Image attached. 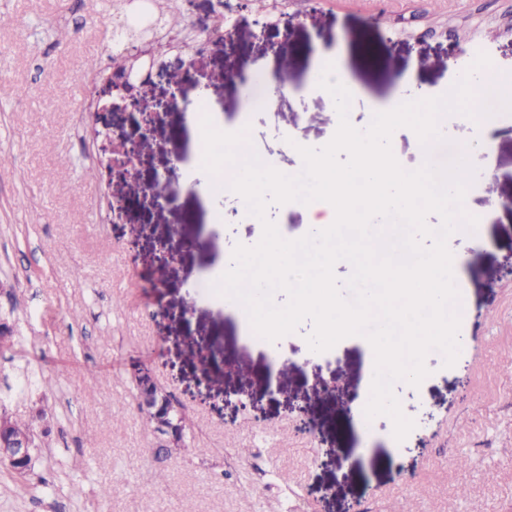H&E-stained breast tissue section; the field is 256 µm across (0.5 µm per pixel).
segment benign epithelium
I'll return each instance as SVG.
<instances>
[{
    "label": "benign epithelium",
    "instance_id": "1",
    "mask_svg": "<svg viewBox=\"0 0 512 512\" xmlns=\"http://www.w3.org/2000/svg\"><path fill=\"white\" fill-rule=\"evenodd\" d=\"M210 9L208 20L216 21L234 16L243 10L255 12L254 26L260 30L268 27H281L289 31L295 25L298 16L279 6V18L271 23L263 9L257 7L260 0H237L232 5L229 0H208ZM188 32L168 30L167 40L158 43L154 40L131 44L127 48V65L121 71H114L103 78L102 88L94 91L92 107L99 119L112 112H136L139 121L135 132L118 138L106 131H94V140L98 142V157L108 182H122L136 171V162L142 145L150 138L155 126V117L167 112L178 102L181 90L174 89L168 98L158 100L151 109L143 110L144 99L141 89L152 82L153 76H159L167 68V59L173 56L171 43L185 37ZM132 203L118 197L110 202L112 223L120 224L126 219ZM138 406L154 416V424L163 448H180L184 445L186 421L183 406L175 403L170 393L155 379L153 372L146 366H140L132 372ZM38 433L33 430L21 435L14 431L13 420L6 414H0V461L6 462L18 474L24 475L33 467Z\"/></svg>",
    "mask_w": 512,
    "mask_h": 512
}]
</instances>
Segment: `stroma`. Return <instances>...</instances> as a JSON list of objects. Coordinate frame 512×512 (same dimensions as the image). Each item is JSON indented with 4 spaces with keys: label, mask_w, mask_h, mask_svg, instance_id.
Masks as SVG:
<instances>
[{
    "label": "stroma",
    "mask_w": 512,
    "mask_h": 512,
    "mask_svg": "<svg viewBox=\"0 0 512 512\" xmlns=\"http://www.w3.org/2000/svg\"><path fill=\"white\" fill-rule=\"evenodd\" d=\"M0 10L14 20L0 28V312L15 327L0 348V407L55 416L29 474L0 462V512H286L292 490L303 512H512V112L492 120L465 194L476 233L448 239L462 263L460 354L449 367L431 351L427 381L395 384L414 423L398 443L389 417L360 428L366 338L317 353L306 321L276 342H248L241 313L201 291L202 276L231 264L236 244L256 245L263 227L239 195L202 190L192 149L203 101L224 127L249 126L274 168L300 172L299 146H324L339 123L332 98L305 90L320 57L347 72L349 121L360 128L400 89L447 90L478 53L512 75V0H291L295 27L260 38L242 15L232 49L214 42L204 58L232 82L176 64L156 77L146 102L178 84L187 98L159 113L136 177L112 185L88 149L86 110L95 77L112 69V0H0ZM283 75L288 91L272 95ZM440 129L446 142L429 154L413 130H395L399 164L445 162L480 136L454 115ZM159 177L176 192L170 205L111 223V195L139 198ZM163 250L172 260L161 267ZM136 363L184 404L185 447H161L147 431ZM92 371L108 384L90 381ZM243 393L258 396L257 410L240 409ZM293 400L310 433H296ZM242 446L252 455L240 458ZM105 483L119 493L96 498Z\"/></svg>",
    "instance_id": "stroma-1"
}]
</instances>
